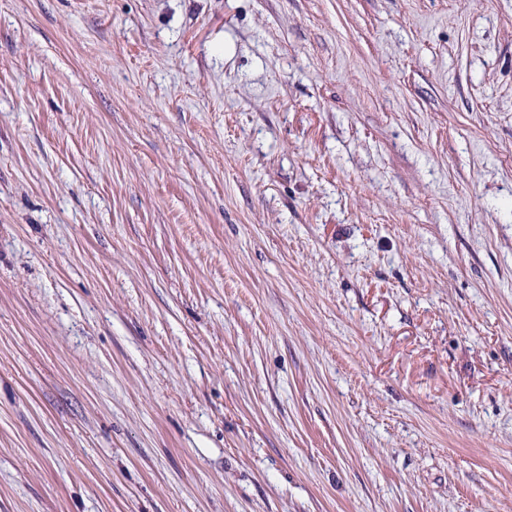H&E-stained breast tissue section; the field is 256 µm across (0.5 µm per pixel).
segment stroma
Wrapping results in <instances>:
<instances>
[{"instance_id":"1","label":"stroma","mask_w":512,"mask_h":512,"mask_svg":"<svg viewBox=\"0 0 512 512\" xmlns=\"http://www.w3.org/2000/svg\"><path fill=\"white\" fill-rule=\"evenodd\" d=\"M0 512H512V0H0Z\"/></svg>"}]
</instances>
